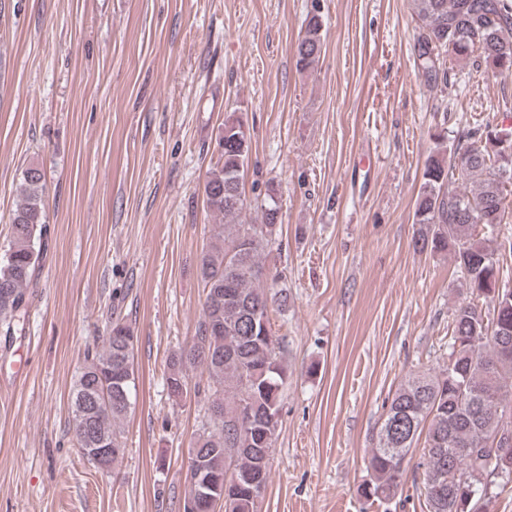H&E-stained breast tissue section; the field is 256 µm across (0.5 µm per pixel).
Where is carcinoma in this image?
<instances>
[{
    "label": "carcinoma",
    "instance_id": "1",
    "mask_svg": "<svg viewBox=\"0 0 512 512\" xmlns=\"http://www.w3.org/2000/svg\"><path fill=\"white\" fill-rule=\"evenodd\" d=\"M419 25L416 61L428 84L448 82L453 64L478 54L485 68L512 74V0H412ZM322 20L312 15L298 38L296 67L318 64ZM238 143L222 151L204 183L207 209L221 218L211 225V243L200 258L205 292L203 313L189 345L169 359L172 394L188 391L189 372H206L195 394L209 403V422L189 452L198 492L185 490L182 512H214L223 499L231 512H257V488L270 474L286 370L279 337L272 331L270 297L262 255L279 221L268 194L259 209L262 223L244 224V174L249 164L250 128L232 112L224 117ZM512 129L474 123L450 142L436 133L414 211L419 224L414 248L448 254L471 300L453 313L448 360L436 374L409 377L393 393L367 456L369 480L361 494L369 505L402 495L407 457L421 448V482L429 512H489L493 488L512 484V288L502 282L498 252H512V238L498 240L512 222L506 185L512 182ZM460 185L449 188V180ZM46 181L41 169L22 172L21 202L0 256V331L23 330L28 287L38 275L48 240ZM132 327L110 322L102 345L87 351L70 392L72 431L91 462L89 448H110L96 462L108 468L122 452L117 423L133 410L136 394Z\"/></svg>",
    "mask_w": 512,
    "mask_h": 512
}]
</instances>
